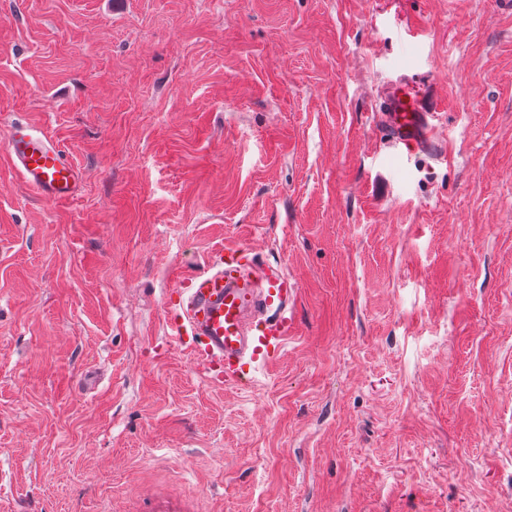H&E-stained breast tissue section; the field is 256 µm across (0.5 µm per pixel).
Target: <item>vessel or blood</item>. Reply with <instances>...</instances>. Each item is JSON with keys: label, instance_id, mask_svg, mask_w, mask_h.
I'll return each mask as SVG.
<instances>
[{"label": "vessel or blood", "instance_id": "b4317fda", "mask_svg": "<svg viewBox=\"0 0 512 512\" xmlns=\"http://www.w3.org/2000/svg\"><path fill=\"white\" fill-rule=\"evenodd\" d=\"M431 116L421 89L401 79L385 96L380 121L392 142L416 150L435 139ZM5 138L15 169L28 187L50 201L78 195L80 171L45 134L15 124ZM253 266L241 248L218 252L206 269L189 278L170 322L172 336L190 349L211 379L221 383L240 382L266 367L291 329L292 283L277 270L255 277Z\"/></svg>", "mask_w": 512, "mask_h": 512}]
</instances>
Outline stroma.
<instances>
[{"instance_id":"1","label":"stroma","mask_w":512,"mask_h":512,"mask_svg":"<svg viewBox=\"0 0 512 512\" xmlns=\"http://www.w3.org/2000/svg\"><path fill=\"white\" fill-rule=\"evenodd\" d=\"M17 120L83 182L0 137V512H512V0H0ZM227 246L296 284L243 387L169 334ZM380 121L386 127L391 141L409 150L430 145L435 133L430 123L431 108L424 101L422 90L405 79L392 85L384 96ZM5 138L23 182L49 201H67L79 194L81 172L67 162L45 134L26 125H11Z\"/></svg>"}]
</instances>
